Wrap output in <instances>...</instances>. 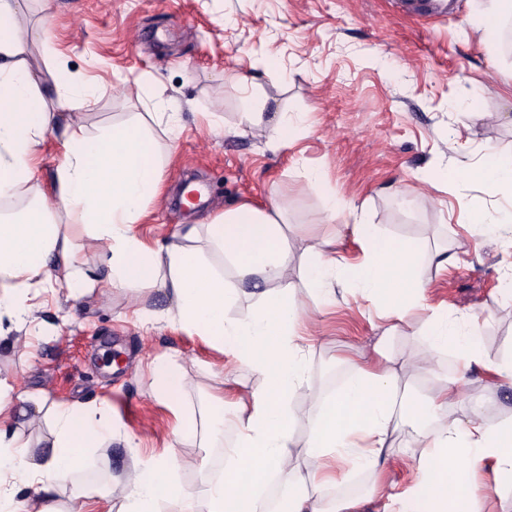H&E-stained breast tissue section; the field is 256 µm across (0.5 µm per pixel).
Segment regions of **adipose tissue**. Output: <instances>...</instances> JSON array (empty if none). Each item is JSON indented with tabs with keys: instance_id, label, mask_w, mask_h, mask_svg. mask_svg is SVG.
<instances>
[{
	"instance_id": "adipose-tissue-1",
	"label": "adipose tissue",
	"mask_w": 512,
	"mask_h": 512,
	"mask_svg": "<svg viewBox=\"0 0 512 512\" xmlns=\"http://www.w3.org/2000/svg\"><path fill=\"white\" fill-rule=\"evenodd\" d=\"M26 5L27 0H0V199L15 196L34 179L46 135L56 137L61 153L49 203L0 215V321L18 330L35 323L36 287L64 285L76 297L98 282L113 290L161 288L169 304L151 312V319L215 343L227 357L225 383L244 366L264 379L261 389L244 398L227 400L220 388L211 394L217 410L209 435L222 436L230 427L236 438L222 476L206 480L200 503L180 496L167 460L137 459L123 477L126 495L119 512H269L266 489L273 481L289 490L280 512H362L376 501L383 512H412L419 500L427 512H475L485 476L512 481V420L491 426L476 411L464 424H447L449 410L463 400L457 385L431 388L407 438L399 446L393 442L398 363L437 373L438 354L452 350L512 382V357L488 359L477 336L459 333L446 316L430 313L417 244L391 239L378 225L357 224L353 234L365 261L352 263L332 251L295 255L282 228L288 210L283 195L259 207L225 209L203 228L182 225L161 243L141 238L134 227L147 221L148 204L164 180L153 140L132 119L89 133L77 114L91 108L93 94L25 57ZM242 123L278 146L287 145L294 127L285 113L265 120L263 106L250 101ZM458 172L494 196L512 188V155L492 154ZM203 230L220 248L233 279L192 247ZM74 231L88 239L81 259L69 238ZM296 273L327 301L338 283L358 291L374 302L383 328L371 352L352 362L336 393L300 405L294 398L307 386V357L316 338L314 317L286 288ZM248 282L254 290H245ZM243 300L252 302L253 312L230 316V308ZM414 310L427 314L428 348L400 362L384 346L393 321ZM18 398L13 380L0 375V512H48L59 484L83 468L86 449L111 441L112 410L105 404L55 407L45 440L49 452L39 457L14 425ZM305 423L311 431L298 451L294 431ZM394 465L412 471L405 490L386 478ZM355 471L371 478L365 496L327 503L325 491Z\"/></svg>"
}]
</instances>
